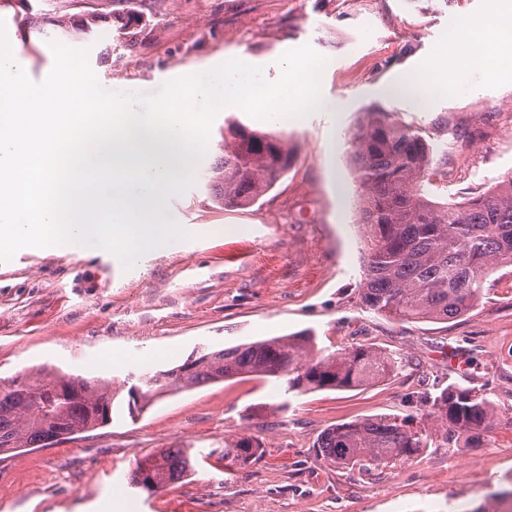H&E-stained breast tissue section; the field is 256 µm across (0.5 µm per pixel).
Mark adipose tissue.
I'll list each match as a JSON object with an SVG mask.
<instances>
[{
  "label": "adipose tissue",
  "mask_w": 512,
  "mask_h": 512,
  "mask_svg": "<svg viewBox=\"0 0 512 512\" xmlns=\"http://www.w3.org/2000/svg\"><path fill=\"white\" fill-rule=\"evenodd\" d=\"M507 58L512 59V6L493 11L484 24L468 29L433 62L432 68L443 82L453 65L477 67L491 77Z\"/></svg>",
  "instance_id": "ef3b65f1"
}]
</instances>
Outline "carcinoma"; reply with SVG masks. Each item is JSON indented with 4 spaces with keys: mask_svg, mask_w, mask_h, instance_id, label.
<instances>
[{
    "mask_svg": "<svg viewBox=\"0 0 512 512\" xmlns=\"http://www.w3.org/2000/svg\"><path fill=\"white\" fill-rule=\"evenodd\" d=\"M100 16L76 20L41 18L27 33L49 39L56 32L91 34ZM357 174L359 223L366 251L359 302L395 321H448L471 312L487 278L512 267V174L485 192L460 202L429 199L422 183L448 165V154L417 130L368 112L350 140ZM292 151L273 133L232 123L224 134V176L211 184L214 200L244 206L268 193L288 170ZM188 374L174 367L141 379V408L168 393L241 377L273 380L294 397L319 390H356L397 372L402 360L373 347H320L308 332L258 340L205 353ZM119 391L112 381L43 371L38 377L0 380V455L44 448L96 429ZM430 424L413 426L396 416L336 424L323 431L317 448L332 464L367 472L374 466L413 459L439 438L446 445L491 430L496 403L489 393L450 384L424 400ZM264 443L243 433L224 441V459L247 465L261 459ZM150 480L167 488L195 470L184 448H162Z\"/></svg>",
    "mask_w": 512,
    "mask_h": 512,
    "instance_id": "obj_1",
    "label": "carcinoma"
}]
</instances>
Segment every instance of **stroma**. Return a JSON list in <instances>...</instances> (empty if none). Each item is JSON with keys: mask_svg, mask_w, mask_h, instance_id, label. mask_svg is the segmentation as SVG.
<instances>
[{"mask_svg": "<svg viewBox=\"0 0 512 512\" xmlns=\"http://www.w3.org/2000/svg\"><path fill=\"white\" fill-rule=\"evenodd\" d=\"M35 12L101 14L88 52L100 86L157 92L185 70L238 59L279 78L280 57L310 45L322 55L320 109L270 122L226 107L215 116L194 183L167 201L191 239L142 256L132 269L88 246L35 247L0 261V379L45 366L111 380L109 426L0 459V512H505L512 507V267L492 274L471 313L449 322H396L360 307L364 263L356 175L347 139L365 112L389 113L452 149L456 181L431 182L437 202L483 192L512 172V68L496 81L458 69L447 91L402 87L491 0H139L134 48H117L128 0H32ZM18 0H0V26L26 74L42 82L49 43H26ZM286 139L294 153L275 187L247 207L212 201L205 184L223 154L226 121ZM313 331L319 345L373 343L404 366L380 382L293 399L274 382L238 378L165 396L130 418L126 393L147 370L221 349ZM490 392L496 425L469 447L443 443L371 473L325 460L316 447L335 424L380 415L420 417L424 393L453 382ZM260 435L246 466L217 456L227 439ZM160 448L199 453L195 472L157 495L133 492L136 458Z\"/></svg>", "mask_w": 512, "mask_h": 512, "instance_id": "stroma-1", "label": "stroma"}]
</instances>
